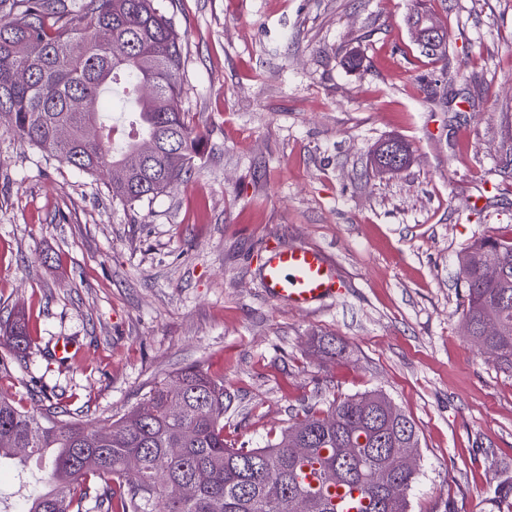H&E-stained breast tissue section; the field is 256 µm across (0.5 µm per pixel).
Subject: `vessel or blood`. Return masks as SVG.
I'll return each instance as SVG.
<instances>
[{"label":"vessel or blood","instance_id":"vessel-or-blood-1","mask_svg":"<svg viewBox=\"0 0 512 512\" xmlns=\"http://www.w3.org/2000/svg\"><path fill=\"white\" fill-rule=\"evenodd\" d=\"M260 279L272 301L301 310L335 299L339 286L325 253L300 244L267 247Z\"/></svg>","mask_w":512,"mask_h":512}]
</instances>
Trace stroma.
<instances>
[{
    "mask_svg": "<svg viewBox=\"0 0 512 512\" xmlns=\"http://www.w3.org/2000/svg\"><path fill=\"white\" fill-rule=\"evenodd\" d=\"M416 2L175 0L203 150L150 204L0 124V322L20 314L34 338L20 355L0 334V391L95 424L196 365L224 382L225 442L257 448L307 407L379 390L418 429L409 512H512L489 496L512 479V375L467 336L457 267L476 239H512V0H424L442 59L413 42ZM390 138L412 162L380 177ZM272 243L323 250L335 300L271 301Z\"/></svg>",
    "mask_w": 512,
    "mask_h": 512,
    "instance_id": "1",
    "label": "stroma"
}]
</instances>
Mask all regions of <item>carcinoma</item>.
I'll return each mask as SVG.
<instances>
[{
  "mask_svg": "<svg viewBox=\"0 0 512 512\" xmlns=\"http://www.w3.org/2000/svg\"><path fill=\"white\" fill-rule=\"evenodd\" d=\"M182 70L163 0H0V119L73 168L106 172L123 204L152 201L194 167L202 139L181 109ZM489 261L494 281L483 275ZM458 263L469 337L512 374V241L482 237ZM11 340L21 352L31 345L20 318ZM387 401L374 391L309 407L276 440L234 448L224 443V381L198 366L101 427L46 394L39 416L0 395V464L20 448L43 464L47 487L26 512H82L90 480L102 512H296L299 502L338 512L342 493L358 494L357 512H408L417 470L401 468L393 448L419 434L412 418L383 412ZM90 456L98 466H84Z\"/></svg>",
  "mask_w": 512,
  "mask_h": 512,
  "instance_id": "cac0c4a2",
  "label": "carcinoma"
}]
</instances>
